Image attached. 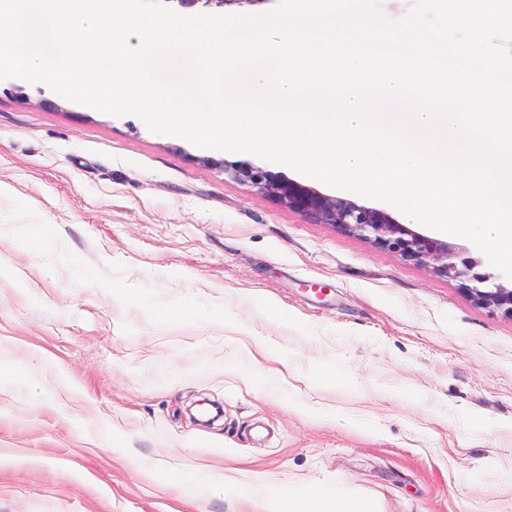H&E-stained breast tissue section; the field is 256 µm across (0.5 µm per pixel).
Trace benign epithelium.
<instances>
[{"mask_svg": "<svg viewBox=\"0 0 512 512\" xmlns=\"http://www.w3.org/2000/svg\"><path fill=\"white\" fill-rule=\"evenodd\" d=\"M184 8L250 4L255 0H176ZM224 171L236 180L255 186L277 202L304 214L318 224H329L357 235L406 261L431 268L457 282V288L474 302L512 316V286L493 273L475 271L478 262L460 257L448 242L423 235L398 223L386 211L326 195L317 189L271 171L224 162Z\"/></svg>", "mask_w": 512, "mask_h": 512, "instance_id": "benign-epithelium-1", "label": "benign epithelium"}]
</instances>
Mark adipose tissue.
I'll return each instance as SVG.
<instances>
[{"mask_svg":"<svg viewBox=\"0 0 512 512\" xmlns=\"http://www.w3.org/2000/svg\"><path fill=\"white\" fill-rule=\"evenodd\" d=\"M239 493L244 497L271 495L274 512H373L369 503L333 486L311 485L282 492L264 473L253 474Z\"/></svg>","mask_w":512,"mask_h":512,"instance_id":"1","label":"adipose tissue"}]
</instances>
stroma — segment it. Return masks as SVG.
<instances>
[{
	"mask_svg": "<svg viewBox=\"0 0 512 512\" xmlns=\"http://www.w3.org/2000/svg\"><path fill=\"white\" fill-rule=\"evenodd\" d=\"M240 159L0 80V512H266L256 470L512 512V316Z\"/></svg>",
	"mask_w": 512,
	"mask_h": 512,
	"instance_id": "obj_1",
	"label": "stroma"
}]
</instances>
